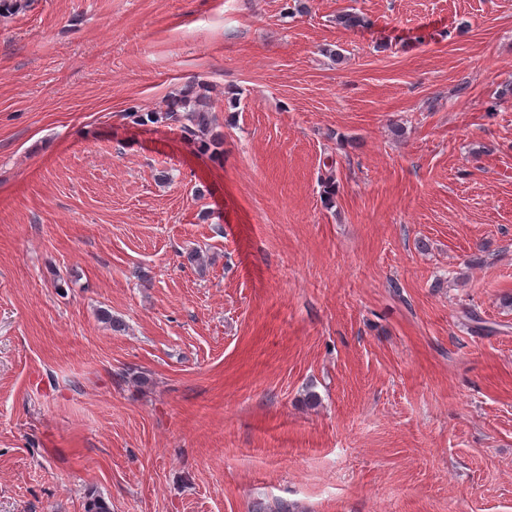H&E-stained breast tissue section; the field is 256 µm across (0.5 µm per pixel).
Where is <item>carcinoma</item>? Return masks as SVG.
I'll list each match as a JSON object with an SVG mask.
<instances>
[{
	"mask_svg": "<svg viewBox=\"0 0 512 512\" xmlns=\"http://www.w3.org/2000/svg\"><path fill=\"white\" fill-rule=\"evenodd\" d=\"M138 124L170 123L178 125L182 136L190 143L198 142L213 154L223 152V139L212 132L213 115L204 96L193 91L182 93L163 102L162 110L148 112L137 119Z\"/></svg>",
	"mask_w": 512,
	"mask_h": 512,
	"instance_id": "carcinoma-1",
	"label": "carcinoma"
}]
</instances>
